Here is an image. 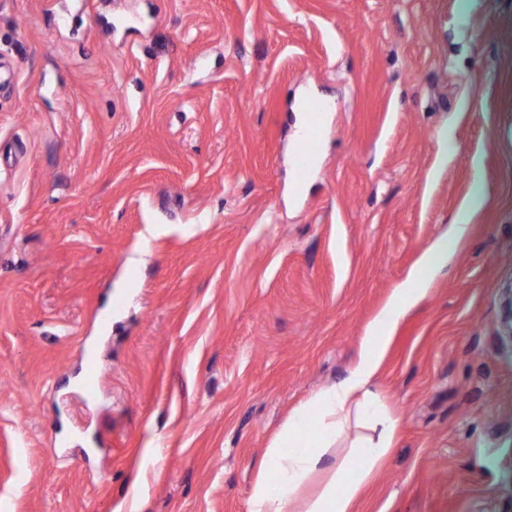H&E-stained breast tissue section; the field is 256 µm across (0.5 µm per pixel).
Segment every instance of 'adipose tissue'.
<instances>
[{
    "label": "adipose tissue",
    "mask_w": 512,
    "mask_h": 512,
    "mask_svg": "<svg viewBox=\"0 0 512 512\" xmlns=\"http://www.w3.org/2000/svg\"><path fill=\"white\" fill-rule=\"evenodd\" d=\"M484 202L482 188L474 187L447 233L422 255V268L447 263ZM426 294L419 277L395 288L369 325L354 369L289 414L263 453L249 512H356L363 488L390 453L398 426L377 390L381 367L398 326ZM322 473L328 479L320 490L304 494L310 479Z\"/></svg>",
    "instance_id": "obj_1"
}]
</instances>
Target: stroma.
Instances as JSON below:
<instances>
[{
    "mask_svg": "<svg viewBox=\"0 0 512 512\" xmlns=\"http://www.w3.org/2000/svg\"><path fill=\"white\" fill-rule=\"evenodd\" d=\"M457 4L0 0V512H248L476 184L357 512H512V0Z\"/></svg>",
    "mask_w": 512,
    "mask_h": 512,
    "instance_id": "obj_1",
    "label": "stroma"
}]
</instances>
